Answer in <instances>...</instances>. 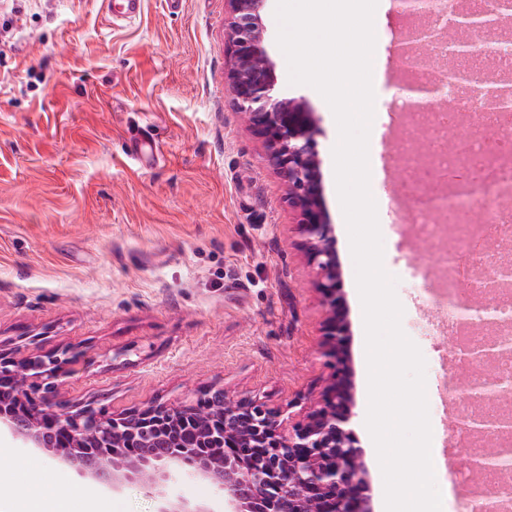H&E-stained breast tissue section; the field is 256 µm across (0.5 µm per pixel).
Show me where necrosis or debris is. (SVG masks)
<instances>
[{"label": "necrosis or debris", "mask_w": 512, "mask_h": 512, "mask_svg": "<svg viewBox=\"0 0 512 512\" xmlns=\"http://www.w3.org/2000/svg\"><path fill=\"white\" fill-rule=\"evenodd\" d=\"M456 37L476 50L491 48L501 83L512 85L511 32L496 29L480 37L460 30ZM448 101L451 110L440 121L433 112L411 111L401 100L395 102L394 110L406 114L409 130L399 150L403 181L419 182L429 170L445 173L467 168L478 174L477 184L466 193L443 186L414 200L413 232L433 255L432 265L417 266V284L422 287L428 278H436V291L429 294V301L450 304L455 287L479 275L492 277L500 262L512 260V113L487 111L464 85L450 87ZM420 126L429 130L433 147L420 148L413 139L412 130ZM490 203L495 210L484 224V234L472 237L473 210ZM450 479L475 485L498 500L501 512H512V469L482 476L461 469L451 473Z\"/></svg>", "instance_id": "4bbe7bcc"}]
</instances>
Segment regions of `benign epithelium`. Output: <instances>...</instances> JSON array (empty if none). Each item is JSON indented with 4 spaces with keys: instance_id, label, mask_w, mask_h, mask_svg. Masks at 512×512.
Wrapping results in <instances>:
<instances>
[{
    "instance_id": "7a95c632",
    "label": "benign epithelium",
    "mask_w": 512,
    "mask_h": 512,
    "mask_svg": "<svg viewBox=\"0 0 512 512\" xmlns=\"http://www.w3.org/2000/svg\"><path fill=\"white\" fill-rule=\"evenodd\" d=\"M226 2L224 28L231 59L224 81L245 122L263 140L268 162L287 184L288 205L297 213L295 246L314 273L311 287L324 308L322 333L334 372L322 403L286 432L280 411L250 396L229 399L219 390L213 414L190 442L183 438L181 425L192 415L193 401L175 407L150 405L116 416L93 408L70 414L57 400L52 382L70 359L55 353L21 359L0 353V379L21 380L19 387H0V443L57 460L75 484L94 482L114 494L128 484L146 486L156 498L155 512H372L367 469L353 428L350 322L334 225L323 201L317 151L321 130L305 101L278 86L261 17L265 0ZM399 4L406 13H422L433 4L448 8V0ZM454 25L490 28L493 21L476 11L459 10ZM416 45L434 51L419 55L413 50ZM467 53V46L447 41L430 28H415L407 36L406 55L416 69L429 70L444 57ZM471 81L468 70L452 67L437 83L406 84L399 91L412 95V107L418 110L432 104L444 84ZM504 282H512V265L498 267L494 280L467 288L490 292ZM461 310L479 325L497 318V309L488 302L466 304ZM460 354L463 365L485 368L480 379L462 387L468 399L484 405L512 394V379L492 369L497 358L512 356V338L487 336ZM48 424L69 439V450L49 440ZM460 424L484 438L512 432L511 419L483 410ZM511 463L512 448H497L473 454L468 468L483 472ZM185 481L208 484L211 500L199 503L175 495L173 488Z\"/></svg>"
}]
</instances>
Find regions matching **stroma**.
I'll return each instance as SVG.
<instances>
[{"mask_svg": "<svg viewBox=\"0 0 512 512\" xmlns=\"http://www.w3.org/2000/svg\"><path fill=\"white\" fill-rule=\"evenodd\" d=\"M276 0L262 13L279 85L320 121L324 203L335 226L351 323L355 432L383 512L368 404L363 311L332 149L338 129L312 87L290 84ZM225 0H143L129 24L104 0H16L0 8V350L68 351L57 398L118 415L176 406L203 391L247 394L290 422L320 403L333 367L323 310L293 245L288 188L224 83ZM377 90L383 266L402 281L420 249L395 195L396 131L384 115L403 59L381 40ZM151 157L138 156L141 141ZM426 384L456 366L451 336H421ZM0 490L20 506L48 494L63 512H154L147 488L96 492L84 504L44 456L0 445Z\"/></svg>", "mask_w": 512, "mask_h": 512, "instance_id": "1", "label": "stroma"}]
</instances>
